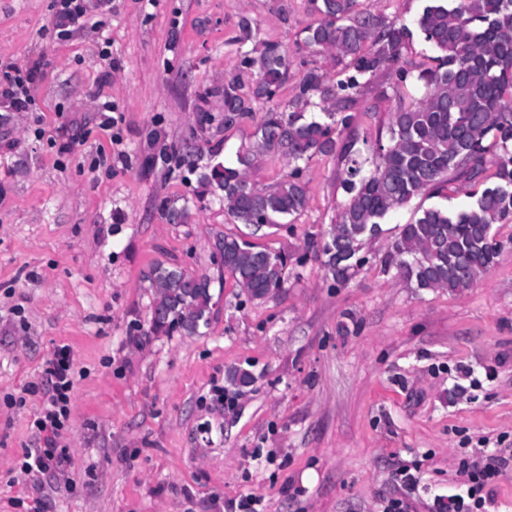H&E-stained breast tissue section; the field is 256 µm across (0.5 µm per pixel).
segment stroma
Masks as SVG:
<instances>
[{
  "mask_svg": "<svg viewBox=\"0 0 512 512\" xmlns=\"http://www.w3.org/2000/svg\"><path fill=\"white\" fill-rule=\"evenodd\" d=\"M54 13V0H0V61L41 70L29 111L0 107V512L39 496L50 512H225L245 495L258 512H381L413 464L411 512H438L461 449L512 448V224L495 225L501 251L471 288L417 289L382 260L425 194L366 241L346 286L311 259L255 304L228 275L206 335L130 344L150 328L153 265L217 276L219 234L295 260L346 201L344 163L319 156L291 228L235 223L187 169L146 165L153 134L225 158L247 141L250 124L224 128L220 94L240 68V16L288 50L281 100L305 66L330 63L297 48L316 20L306 0H108L100 30L65 42ZM106 98L122 115L110 130L95 112ZM355 109L352 135L372 140L392 104L367 91ZM165 199L188 202L184 223ZM64 344L69 487L16 467L37 445L29 389ZM232 367L255 376L233 400Z\"/></svg>",
  "mask_w": 512,
  "mask_h": 512,
  "instance_id": "obj_1",
  "label": "stroma"
}]
</instances>
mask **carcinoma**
Returning a JSON list of instances; mask_svg holds the SVG:
<instances>
[{
  "label": "carcinoma",
  "mask_w": 512,
  "mask_h": 512,
  "mask_svg": "<svg viewBox=\"0 0 512 512\" xmlns=\"http://www.w3.org/2000/svg\"><path fill=\"white\" fill-rule=\"evenodd\" d=\"M357 0H307L318 19L304 28L298 50L328 57L339 67L336 79L317 66L304 70L294 96L279 100L288 82V49L257 39L256 22L238 21L235 42L253 47L241 55V72L224 82V129L262 113L248 141L230 162L199 167L201 153L165 145L164 162L173 160L216 197L224 213L241 224L292 223L308 205L304 165L316 156H337L347 164L341 186L347 202L325 236L310 240L313 257L346 285L366 258L364 242L389 216L423 192L441 194L456 181L470 187L462 210L418 208L398 233L384 267L420 290L457 292L491 268L500 251L496 224L512 223V0H429L417 27L436 55L431 64L411 66L405 50L412 31L396 19L356 9ZM378 75L387 82L371 85ZM414 86L421 96L406 100ZM371 88L394 103L386 135L370 146L374 167L365 168L349 130L358 95ZM495 172L486 174L488 155ZM278 155L290 170L274 185L260 187L249 177L256 161ZM161 210L182 223L188 207L164 201ZM213 252L240 293L264 303L288 284V255L219 234ZM147 279L153 291L151 333L200 336L209 328L215 306L213 280L191 276L175 266L155 265ZM253 373L228 371L225 392L242 394Z\"/></svg>",
  "instance_id": "obj_1"
}]
</instances>
